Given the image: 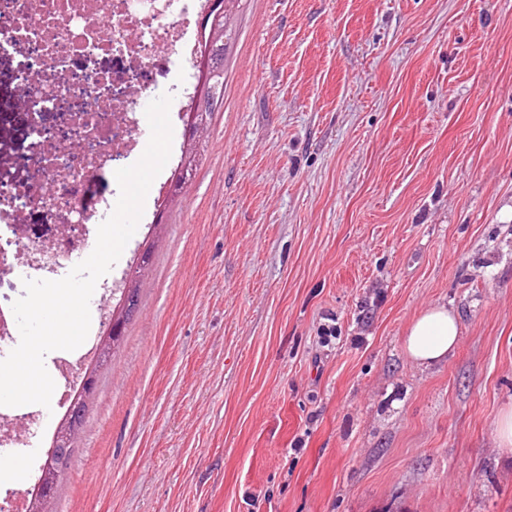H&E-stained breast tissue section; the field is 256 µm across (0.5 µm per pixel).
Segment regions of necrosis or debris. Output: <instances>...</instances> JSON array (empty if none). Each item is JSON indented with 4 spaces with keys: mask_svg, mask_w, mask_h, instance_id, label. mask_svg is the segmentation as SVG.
I'll return each instance as SVG.
<instances>
[{
    "mask_svg": "<svg viewBox=\"0 0 512 512\" xmlns=\"http://www.w3.org/2000/svg\"><path fill=\"white\" fill-rule=\"evenodd\" d=\"M209 5L210 0H0V58L16 64L17 106L29 110L34 89L72 80L71 60L81 56L84 74L102 88L77 112V123L106 146L99 154H77L58 170L49 166L52 142L41 143L34 153L21 152L20 164L46 169L57 186L41 205L58 231L54 238L34 239L21 258L0 243V284L32 275L58 280L86 257L92 240L71 237L68 227L98 224L111 214V200L91 194L89 187L99 171L129 165L140 145L148 89L171 55H196L202 40L196 23ZM105 55L114 60L112 70L99 65ZM97 343L93 330L73 353L55 357L62 385L53 410L31 412L28 437L0 417V448L21 453L32 440L43 442L53 434L55 416L81 388Z\"/></svg>",
    "mask_w": 512,
    "mask_h": 512,
    "instance_id": "necrosis-or-debris-1",
    "label": "necrosis or debris"
}]
</instances>
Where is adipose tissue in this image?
I'll return each instance as SVG.
<instances>
[{
	"instance_id": "ef3b65f1",
	"label": "adipose tissue",
	"mask_w": 512,
	"mask_h": 512,
	"mask_svg": "<svg viewBox=\"0 0 512 512\" xmlns=\"http://www.w3.org/2000/svg\"><path fill=\"white\" fill-rule=\"evenodd\" d=\"M459 336L457 315L445 305L432 304L409 324L403 350L414 364L426 367L445 360L455 350Z\"/></svg>"
}]
</instances>
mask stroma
I'll return each mask as SVG.
<instances>
[{"label":"stroma","instance_id":"35a3bbf8","mask_svg":"<svg viewBox=\"0 0 512 512\" xmlns=\"http://www.w3.org/2000/svg\"><path fill=\"white\" fill-rule=\"evenodd\" d=\"M225 44L54 512H512V0H239ZM436 303L461 338L420 368ZM460 336L457 315L442 304L424 308L409 324L403 350L410 361L427 367L448 358Z\"/></svg>","mask_w":512,"mask_h":512}]
</instances>
